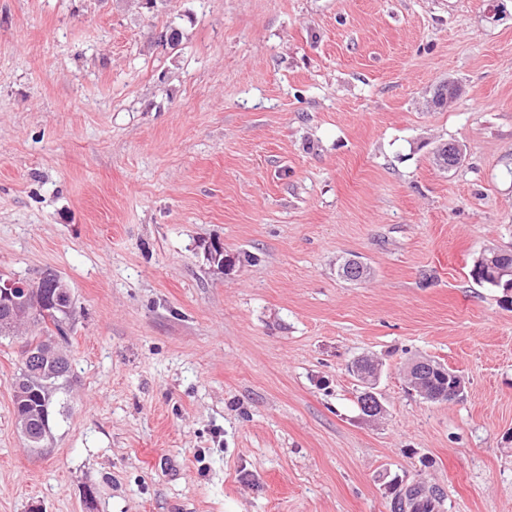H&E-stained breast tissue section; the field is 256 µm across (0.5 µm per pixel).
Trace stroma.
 <instances>
[{
  "instance_id": "35a3bbf8",
  "label": "stroma",
  "mask_w": 512,
  "mask_h": 512,
  "mask_svg": "<svg viewBox=\"0 0 512 512\" xmlns=\"http://www.w3.org/2000/svg\"><path fill=\"white\" fill-rule=\"evenodd\" d=\"M142 3L0 0V276L73 300L43 452L0 341V512H512V289L470 275L512 249V0ZM436 164L443 169H451V161L461 163L464 157L462 146L456 141H448V144L439 145L433 152ZM428 368L447 370L449 374L456 378V384L451 389H448V394H444L437 398H433L427 392H425L417 383H412V385L416 387L415 389L412 390L414 393H418L423 399L428 401H446L448 398V400H452L458 398L460 394H462L464 390V380L462 376L458 374L455 370L450 369L441 362L431 358L422 357L411 359L406 367L407 377L411 381L414 380L418 382V380H416V376L420 375L423 371L427 370ZM350 370L353 375L358 379L362 387V392L370 397H372L376 403L377 407L369 410L368 415H365L362 411L363 416L366 418H378L384 412V407L378 397V393L376 391V387L380 378L381 368L378 364H374L373 367L369 369L360 368L359 363L355 366L350 365Z\"/></svg>"
}]
</instances>
